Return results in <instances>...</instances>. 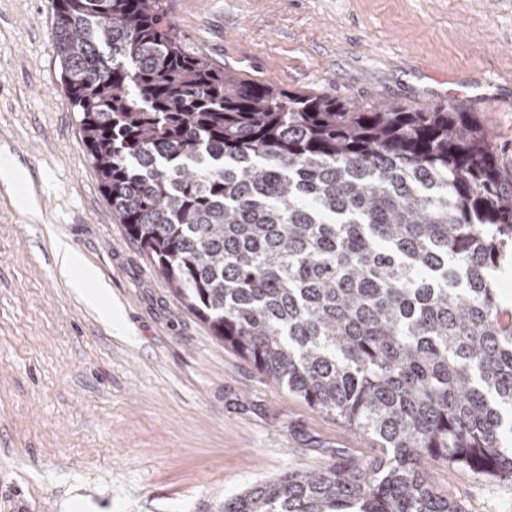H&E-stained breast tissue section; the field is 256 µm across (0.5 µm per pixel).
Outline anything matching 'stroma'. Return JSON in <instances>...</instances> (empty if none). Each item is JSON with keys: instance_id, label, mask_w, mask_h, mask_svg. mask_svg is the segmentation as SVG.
<instances>
[{"instance_id": "1", "label": "stroma", "mask_w": 512, "mask_h": 512, "mask_svg": "<svg viewBox=\"0 0 512 512\" xmlns=\"http://www.w3.org/2000/svg\"><path fill=\"white\" fill-rule=\"evenodd\" d=\"M230 73L361 104L448 105L512 190V0H166ZM49 0H0V512H219L289 469L378 450L272 383L187 311L117 224L59 77ZM81 255L91 305L55 259ZM465 512L512 478L429 463Z\"/></svg>"}]
</instances>
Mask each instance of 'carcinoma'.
Instances as JSON below:
<instances>
[{
  "instance_id": "cac0c4a2",
  "label": "carcinoma",
  "mask_w": 512,
  "mask_h": 512,
  "mask_svg": "<svg viewBox=\"0 0 512 512\" xmlns=\"http://www.w3.org/2000/svg\"><path fill=\"white\" fill-rule=\"evenodd\" d=\"M102 192L185 308L380 455L288 470L221 512H463L442 462L512 475V192L468 112L240 79L162 0H51ZM510 262L512 264V255L508 254L500 260L499 265L493 271V287L496 294V300L499 308L503 311H511L512 312V303L506 305L503 302V298L506 293L512 294V277L509 280H505L502 277L503 267Z\"/></svg>"
}]
</instances>
